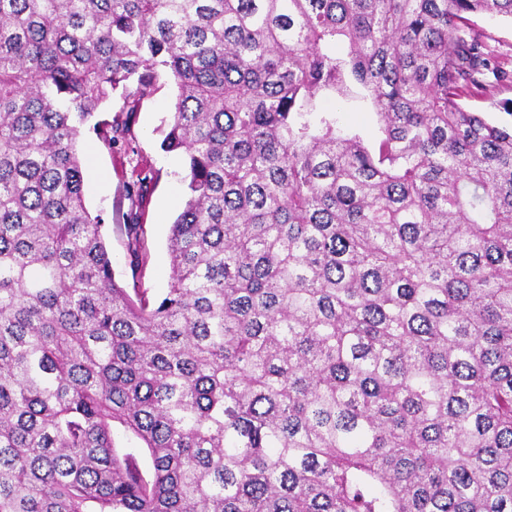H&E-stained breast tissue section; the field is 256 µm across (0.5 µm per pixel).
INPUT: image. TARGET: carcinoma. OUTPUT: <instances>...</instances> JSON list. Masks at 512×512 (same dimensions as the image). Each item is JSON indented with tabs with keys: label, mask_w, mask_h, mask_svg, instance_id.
<instances>
[{
	"label": "carcinoma",
	"mask_w": 512,
	"mask_h": 512,
	"mask_svg": "<svg viewBox=\"0 0 512 512\" xmlns=\"http://www.w3.org/2000/svg\"><path fill=\"white\" fill-rule=\"evenodd\" d=\"M480 13L512 0H0V512H512V128L461 103L512 70ZM162 78L186 198L152 304L81 138ZM325 107L336 111V122L340 128L359 133L365 141H373L379 135L377 118L370 105L352 101L344 105L325 103Z\"/></svg>",
	"instance_id": "carcinoma-1"
}]
</instances>
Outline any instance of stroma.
I'll return each instance as SVG.
<instances>
[{"label":"stroma","mask_w":512,"mask_h":512,"mask_svg":"<svg viewBox=\"0 0 512 512\" xmlns=\"http://www.w3.org/2000/svg\"><path fill=\"white\" fill-rule=\"evenodd\" d=\"M471 32L512 69V21L488 15L470 19ZM177 89L162 84L144 96L136 111H123L121 98L103 104L97 119L112 124L111 141L92 129L83 133L86 161L85 199L92 213L101 216L116 280L127 289H139L151 300L168 288L169 225L182 208L186 174L180 155L161 148L165 121ZM336 122L345 130L375 140L379 126L373 108L352 101L335 108ZM149 205L138 208L139 196Z\"/></svg>","instance_id":"1"}]
</instances>
